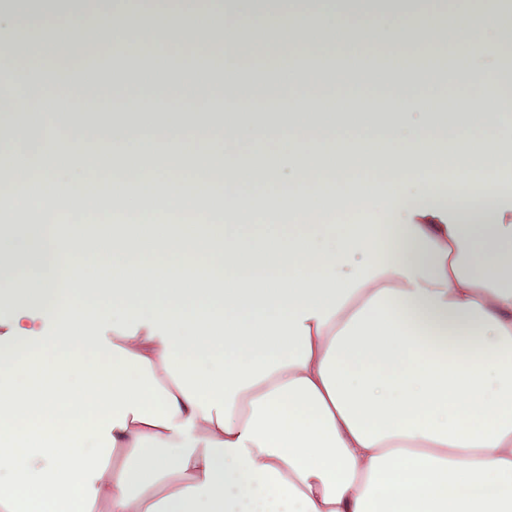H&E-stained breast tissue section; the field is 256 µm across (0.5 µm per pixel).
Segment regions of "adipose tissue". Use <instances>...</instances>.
<instances>
[{"label": "adipose tissue", "instance_id": "adipose-tissue-1", "mask_svg": "<svg viewBox=\"0 0 512 512\" xmlns=\"http://www.w3.org/2000/svg\"><path fill=\"white\" fill-rule=\"evenodd\" d=\"M24 12L73 20L68 54L24 66L47 96L295 109L74 113L72 136L0 124L18 148L0 182V512H512V0H460L446 19L417 0L141 17L172 47L204 31L225 70L260 72L246 85L192 81L203 50L146 80L109 5L0 0V29ZM467 22L493 36L458 44L448 86L427 43ZM370 37L407 47L399 70L368 79L314 55L293 85L275 76L289 44ZM251 40L263 51L237 55ZM102 45L125 66L91 89L83 49ZM372 96L384 111L319 113ZM178 158L187 178L159 181ZM104 163L113 176L87 177ZM350 212L366 222L340 223ZM356 250L364 265L340 278Z\"/></svg>", "mask_w": 512, "mask_h": 512}]
</instances>
